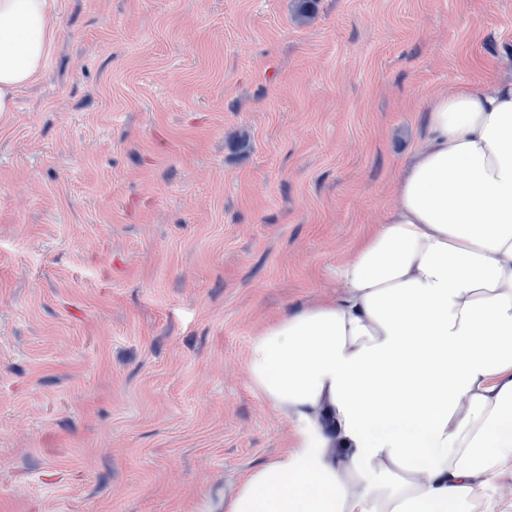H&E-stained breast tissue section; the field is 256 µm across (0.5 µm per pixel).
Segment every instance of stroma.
Listing matches in <instances>:
<instances>
[{
    "instance_id": "stroma-1",
    "label": "stroma",
    "mask_w": 512,
    "mask_h": 512,
    "mask_svg": "<svg viewBox=\"0 0 512 512\" xmlns=\"http://www.w3.org/2000/svg\"><path fill=\"white\" fill-rule=\"evenodd\" d=\"M0 114V512H224L288 419L255 336L336 290L512 0H49Z\"/></svg>"
}]
</instances>
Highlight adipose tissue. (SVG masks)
Returning a JSON list of instances; mask_svg holds the SVG:
<instances>
[{"mask_svg": "<svg viewBox=\"0 0 512 512\" xmlns=\"http://www.w3.org/2000/svg\"><path fill=\"white\" fill-rule=\"evenodd\" d=\"M48 0H0V113L40 74ZM393 203L337 292L252 341L292 425L224 512H512V78L429 96Z\"/></svg>", "mask_w": 512, "mask_h": 512, "instance_id": "ef3b65f1", "label": "adipose tissue"}]
</instances>
